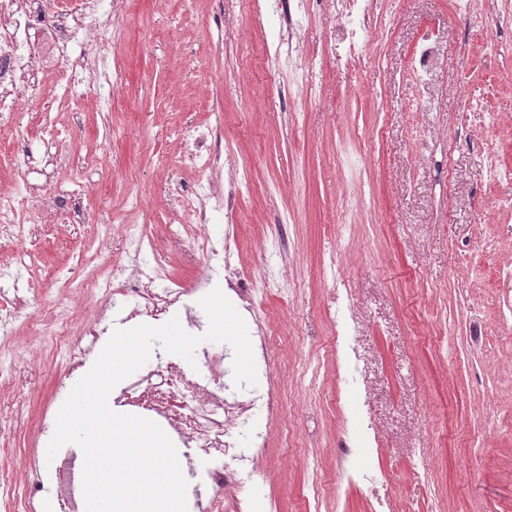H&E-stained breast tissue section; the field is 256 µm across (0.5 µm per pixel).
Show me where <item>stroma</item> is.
Returning <instances> with one entry per match:
<instances>
[{
    "label": "stroma",
    "instance_id": "35a3bbf8",
    "mask_svg": "<svg viewBox=\"0 0 512 512\" xmlns=\"http://www.w3.org/2000/svg\"><path fill=\"white\" fill-rule=\"evenodd\" d=\"M114 48L127 81L100 111L94 66L64 82L40 48L39 85L0 118V191L19 188L11 133L41 150L62 141L60 163L37 164L28 184L68 192L88 215L25 227L41 262L27 277L26 316L106 331L153 324L105 309L86 289L130 273L126 230L135 225L188 290L174 308L204 334L198 283L225 284L229 268L262 290L244 313L252 342L269 336L268 448L238 489L207 486L212 459L190 477L202 496L308 512L311 472L333 480L321 512H512V0H377L370 62L351 73L325 49L331 0L297 32L302 54L279 62L254 19V0H120ZM438 32L444 58L426 98L412 56L418 35ZM309 68L315 101L278 94L293 68ZM123 129L122 137L112 135ZM221 141L224 177L248 168L234 217L211 214L204 236L236 224L230 266L190 248L175 192H195L178 158L194 133ZM279 285L267 287V271ZM365 378L349 386L333 355L337 280ZM49 337L19 335L0 363L11 398L0 421L14 438L10 479L48 469L37 437L58 386L76 377L46 358ZM374 472L358 482L352 467Z\"/></svg>",
    "mask_w": 512,
    "mask_h": 512
}]
</instances>
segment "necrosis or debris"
I'll return each mask as SVG.
<instances>
[{
  "label": "necrosis or debris",
  "instance_id": "obj_1",
  "mask_svg": "<svg viewBox=\"0 0 512 512\" xmlns=\"http://www.w3.org/2000/svg\"><path fill=\"white\" fill-rule=\"evenodd\" d=\"M102 0H86L83 21H75L70 14L57 13L46 20V0H0V18L9 17L10 27L0 31V112H14L16 100L10 86L19 76L37 80L38 74L29 65L28 36L31 30L47 28L50 39L48 56L52 63L70 64V49L78 44L94 59L110 57L115 43L121 37V28L111 11L102 9ZM315 0H259V13L282 20L283 34L276 48L277 54L292 56L288 35L310 20ZM377 0H335L336 18L341 22L337 35L344 43L337 66L358 69L365 66L372 34V21ZM182 162L198 174V189L194 199L186 206L195 216L196 223L208 220L211 209H234L239 200L237 191H222L215 179L223 168L220 145H200L189 150ZM166 262L155 257L152 265H134L124 287L110 290L109 304L121 303L126 296H134L137 310L158 317L170 307L183 301L186 292L178 285L155 289L156 281L167 279ZM153 381L142 398L128 395L116 397L118 406L132 405L147 411L163 423L173 437L197 454L232 457L234 464L214 470L211 482L219 487L239 484L247 467L256 465L257 456L237 452L232 441L234 429L250 433L252 447L266 448V436L256 424L261 412L277 413L281 405L276 396L259 393L249 385L236 387L233 397H226L222 374L211 375L200 384L186 379L174 365H166L152 373ZM59 489L56 497L58 512H77V504L70 490V481L63 470L47 474L44 482L18 485L0 480V512H36L45 485Z\"/></svg>",
  "mask_w": 512,
  "mask_h": 512
}]
</instances>
